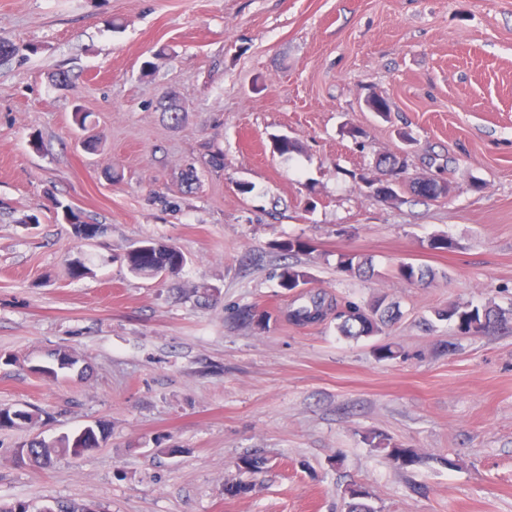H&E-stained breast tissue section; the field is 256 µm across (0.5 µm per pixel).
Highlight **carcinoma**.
Returning <instances> with one entry per match:
<instances>
[{
    "label": "carcinoma",
    "mask_w": 512,
    "mask_h": 512,
    "mask_svg": "<svg viewBox=\"0 0 512 512\" xmlns=\"http://www.w3.org/2000/svg\"><path fill=\"white\" fill-rule=\"evenodd\" d=\"M163 112L173 124L182 120L184 106L174 94L164 96L161 103ZM379 164L385 168L384 177L368 182L370 192L386 201L398 199V191L403 184V174L406 172V163H401L398 156L392 154L382 158ZM412 188L419 195L426 198H441L448 196L450 184L434 179H416L412 182ZM56 220L61 224L71 226L73 236L81 241L95 239L106 231L103 224H94L86 221L83 212L70 204L55 201ZM183 253L171 246L147 243L127 255V264L131 272L157 276L161 274L176 275L184 265ZM398 278L413 282L421 280L426 272L409 262H403L396 269ZM282 285L286 288H296L307 281V273L296 266L289 265L281 273ZM332 307V303L326 302V295L315 293L310 296L309 302L291 311V318L298 324H309L320 320L326 313V309ZM402 313L394 304L385 303L380 298L367 306L349 303L336 312V319L340 320L338 328L342 333L354 338L373 336L382 330V327L399 320ZM443 316L452 322L456 329L467 333H484L502 321L503 314L499 308L490 305H474L470 302L458 303L448 307ZM56 360L60 361L58 368H46L43 376L55 378L58 372L75 368L80 359L74 353L59 349L55 352ZM39 414L33 412L24 413V421L14 419V411L8 407H0V429H14L25 426H33L38 422ZM108 432L98 424L91 429L80 432L75 431L70 435L61 436L52 441H46L37 437L22 445L27 458V463L38 467H47L60 456L78 457L82 448H98L106 440ZM390 457L401 468L421 465L431 457L422 455L413 448L394 447L390 450ZM350 501L347 512H375V509L366 502L355 489L348 490ZM53 512H105L96 504H79L72 501L53 500L51 503Z\"/></svg>",
    "instance_id": "1"
}]
</instances>
